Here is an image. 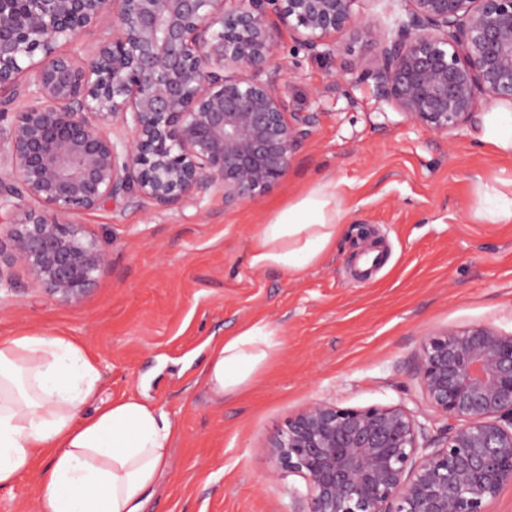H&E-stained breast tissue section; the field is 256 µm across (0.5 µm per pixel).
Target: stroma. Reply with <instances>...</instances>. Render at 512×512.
Here are the masks:
<instances>
[{"label":"stroma","instance_id":"stroma-1","mask_svg":"<svg viewBox=\"0 0 512 512\" xmlns=\"http://www.w3.org/2000/svg\"><path fill=\"white\" fill-rule=\"evenodd\" d=\"M349 43L339 33L335 54L314 58L282 33L279 88L316 122L269 193L80 214L109 253L94 288L64 304L20 268L0 300V338L67 337L98 363L103 394L174 417L181 434L144 512H303L292 492L304 479L275 471L265 448L288 417L316 400L401 405L435 433L416 373L422 337L475 324L512 333V223L474 217L477 182L511 188L512 157L482 148L471 126L446 137L406 123L372 82L337 81ZM323 179L346 212L335 247L297 277L252 268L256 225ZM254 321L281 347L244 391L214 402L201 376L210 348ZM37 478L0 488V512H38Z\"/></svg>","mask_w":512,"mask_h":512}]
</instances>
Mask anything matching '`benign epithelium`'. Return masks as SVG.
Listing matches in <instances>:
<instances>
[{"mask_svg": "<svg viewBox=\"0 0 512 512\" xmlns=\"http://www.w3.org/2000/svg\"><path fill=\"white\" fill-rule=\"evenodd\" d=\"M357 2L0 0V94L27 100L0 149V293L22 267L79 301L109 258L74 217L108 201L169 209L218 189L230 204L280 181L315 123L278 88L282 26L316 57L350 32L337 77L372 81L431 134L512 102V0H407L386 28ZM103 25L90 57L59 49ZM117 124L126 134L111 135ZM417 360L444 420L436 436L402 406L316 400L270 438L276 471L306 480L305 512H487L512 481V334L448 328L423 337Z\"/></svg>", "mask_w": 512, "mask_h": 512, "instance_id": "benign-epithelium-1", "label": "benign epithelium"}]
</instances>
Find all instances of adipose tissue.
<instances>
[{
  "instance_id": "adipose-tissue-1",
  "label": "adipose tissue",
  "mask_w": 512,
  "mask_h": 512,
  "mask_svg": "<svg viewBox=\"0 0 512 512\" xmlns=\"http://www.w3.org/2000/svg\"><path fill=\"white\" fill-rule=\"evenodd\" d=\"M477 140L512 155V103L483 114ZM342 220L335 182L318 181L258 226L250 264L299 275L333 246ZM280 346L261 322L215 344L204 369L212 397L239 393ZM100 379L97 363L65 337L0 339V488L40 458L39 512H142L179 427L139 396L101 398Z\"/></svg>"
}]
</instances>
